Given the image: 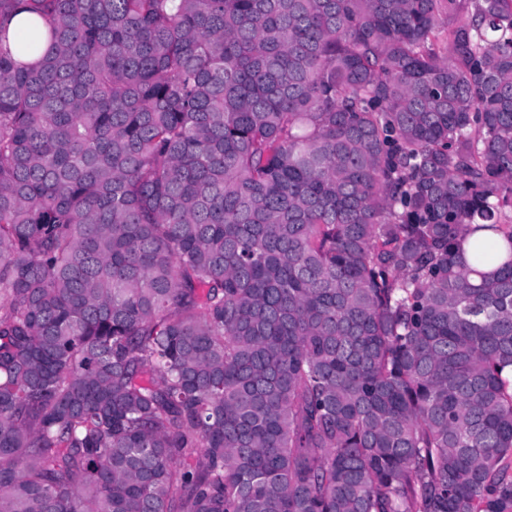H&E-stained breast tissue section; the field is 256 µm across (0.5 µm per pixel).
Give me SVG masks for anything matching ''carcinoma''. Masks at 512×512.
Returning a JSON list of instances; mask_svg holds the SVG:
<instances>
[{"mask_svg":"<svg viewBox=\"0 0 512 512\" xmlns=\"http://www.w3.org/2000/svg\"><path fill=\"white\" fill-rule=\"evenodd\" d=\"M508 456L512 0H0V512H512Z\"/></svg>","mask_w":512,"mask_h":512,"instance_id":"obj_1","label":"carcinoma"}]
</instances>
